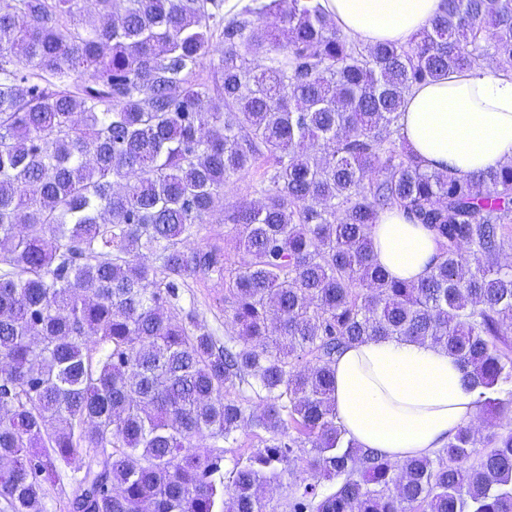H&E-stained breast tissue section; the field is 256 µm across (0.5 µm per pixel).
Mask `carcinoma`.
<instances>
[{
    "label": "carcinoma",
    "mask_w": 512,
    "mask_h": 512,
    "mask_svg": "<svg viewBox=\"0 0 512 512\" xmlns=\"http://www.w3.org/2000/svg\"><path fill=\"white\" fill-rule=\"evenodd\" d=\"M81 2L0 6V512H42L75 453L103 448L69 512H270L305 444L332 487L289 485L282 512H512L511 427L391 461L345 439L332 371L352 343L413 338L512 415V159L430 172L398 137L414 85L488 58L512 71V0H444L406 44L349 39L321 0L228 17L224 0H95L88 22ZM261 159L260 198L224 212L240 266L184 251ZM391 208L440 244L417 283L374 260ZM201 273L224 280L222 345L165 312ZM238 382L260 414L227 397ZM245 425L271 444L225 473L190 449Z\"/></svg>",
    "instance_id": "1"
}]
</instances>
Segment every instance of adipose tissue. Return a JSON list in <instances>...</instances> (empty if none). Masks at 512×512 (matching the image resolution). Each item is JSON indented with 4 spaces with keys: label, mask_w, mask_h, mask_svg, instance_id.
Returning <instances> with one entry per match:
<instances>
[{
    "label": "adipose tissue",
    "mask_w": 512,
    "mask_h": 512,
    "mask_svg": "<svg viewBox=\"0 0 512 512\" xmlns=\"http://www.w3.org/2000/svg\"><path fill=\"white\" fill-rule=\"evenodd\" d=\"M442 0H326L337 27L373 44L408 42L441 10ZM399 133L431 171L468 176L512 158V73L484 66L415 85ZM376 260L399 280L430 272L439 244L403 210L372 228ZM336 415L348 438L402 462L443 448L481 407L455 356L409 338L372 339L346 348L332 364Z\"/></svg>",
    "instance_id": "ef3b65f1"
}]
</instances>
